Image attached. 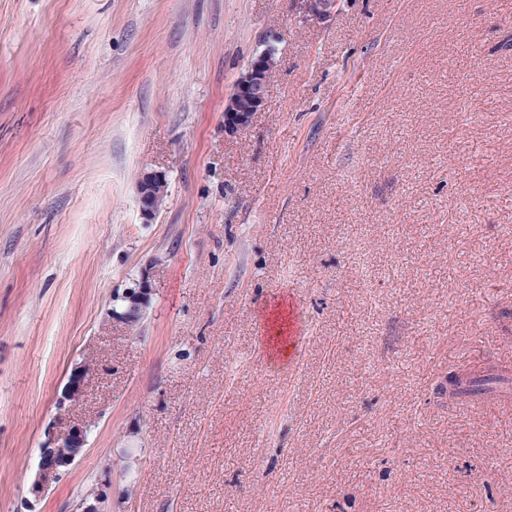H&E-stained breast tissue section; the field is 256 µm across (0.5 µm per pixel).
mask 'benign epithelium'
<instances>
[{
    "instance_id": "7a95c632",
    "label": "benign epithelium",
    "mask_w": 512,
    "mask_h": 512,
    "mask_svg": "<svg viewBox=\"0 0 512 512\" xmlns=\"http://www.w3.org/2000/svg\"><path fill=\"white\" fill-rule=\"evenodd\" d=\"M308 15L316 19L328 17L337 7L338 0H303ZM277 66L275 48L267 46L255 55L248 69L240 75L233 91L224 104V132L230 136L245 131L255 113L267 107V87ZM165 175L159 171H146L141 174L138 185V202L144 223L150 224L156 218L159 207L158 197L164 193ZM151 294L146 277H141L125 296L136 310L148 304ZM86 373L77 368L68 381V397L74 401L84 391ZM85 444V433L79 427H72L64 434L49 435V444L41 448L38 472L31 485L34 496H41L59 478L61 467L74 460Z\"/></svg>"
}]
</instances>
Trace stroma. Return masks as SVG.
Returning a JSON list of instances; mask_svg holds the SVG:
<instances>
[{
  "instance_id": "stroma-1",
  "label": "stroma",
  "mask_w": 512,
  "mask_h": 512,
  "mask_svg": "<svg viewBox=\"0 0 512 512\" xmlns=\"http://www.w3.org/2000/svg\"><path fill=\"white\" fill-rule=\"evenodd\" d=\"M455 373L512 378V0H0V512H512ZM277 66L275 48L267 46L255 55L248 69L240 75L224 104V132L236 135L245 131L255 112L267 107V87ZM165 186L166 178L162 172L146 171L141 174L138 180L137 192L139 210L144 223H152L156 218L159 212L157 199L164 193ZM150 294L151 289L149 281L145 276H142L140 281H138L134 287L128 289L124 296H126L131 302V309L137 310L138 308L144 307L148 304ZM129 301L123 296H118L113 300V302H116L112 307L113 313L118 315L127 312L130 307ZM49 441L41 448L38 472L31 485L35 497H40L59 478L61 467L74 460L85 444V433L82 428L72 427L64 434L49 435ZM60 448H69V452L63 453Z\"/></svg>"
}]
</instances>
